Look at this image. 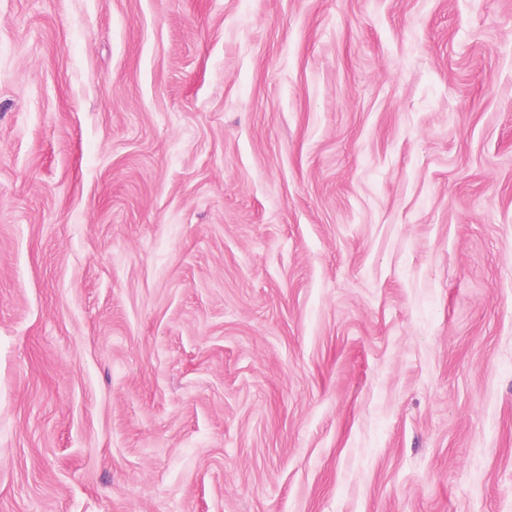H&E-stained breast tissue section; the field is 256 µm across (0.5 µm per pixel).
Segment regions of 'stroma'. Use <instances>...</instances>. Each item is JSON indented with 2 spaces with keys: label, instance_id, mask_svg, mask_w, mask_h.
<instances>
[{
  "label": "stroma",
  "instance_id": "1",
  "mask_svg": "<svg viewBox=\"0 0 512 512\" xmlns=\"http://www.w3.org/2000/svg\"><path fill=\"white\" fill-rule=\"evenodd\" d=\"M0 512H512V0H0Z\"/></svg>",
  "mask_w": 512,
  "mask_h": 512
}]
</instances>
